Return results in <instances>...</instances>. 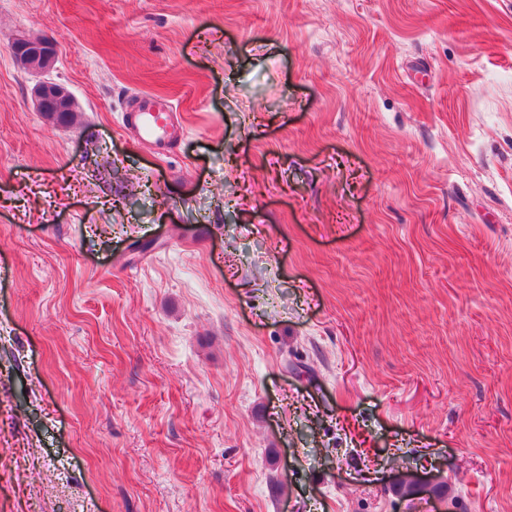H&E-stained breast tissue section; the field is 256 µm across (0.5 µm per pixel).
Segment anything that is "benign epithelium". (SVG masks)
<instances>
[{"label":"benign epithelium","instance_id":"obj_1","mask_svg":"<svg viewBox=\"0 0 512 512\" xmlns=\"http://www.w3.org/2000/svg\"><path fill=\"white\" fill-rule=\"evenodd\" d=\"M9 49L17 62L27 71L41 77L34 87V100L40 112H63L70 119L75 112L72 94L62 85L43 78L56 60L58 45L48 36L15 38Z\"/></svg>","mask_w":512,"mask_h":512}]
</instances>
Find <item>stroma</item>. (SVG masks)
<instances>
[{"instance_id": "35a3bbf8", "label": "stroma", "mask_w": 512, "mask_h": 512, "mask_svg": "<svg viewBox=\"0 0 512 512\" xmlns=\"http://www.w3.org/2000/svg\"><path fill=\"white\" fill-rule=\"evenodd\" d=\"M442 496L512 512V0H0V512ZM9 49L23 68L40 77L51 70L58 54L56 41L48 36L15 38ZM34 100L39 112H63L68 121L75 112L72 94L62 85L41 79L34 87ZM141 101L138 111L130 116L129 121L134 136L141 142L162 144L168 132L171 117L167 113H160L166 110L153 98L144 97ZM160 114H165L167 119L161 122Z\"/></svg>"}]
</instances>
